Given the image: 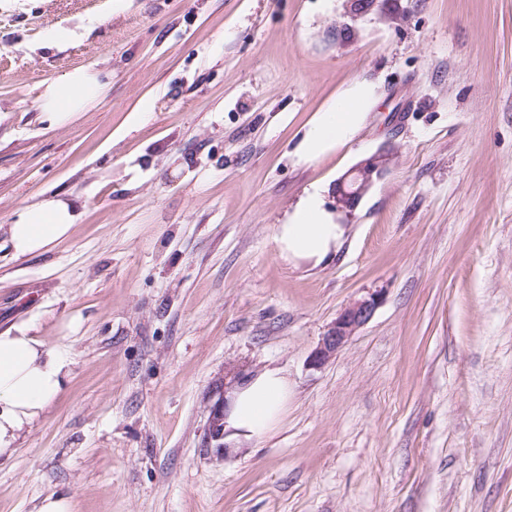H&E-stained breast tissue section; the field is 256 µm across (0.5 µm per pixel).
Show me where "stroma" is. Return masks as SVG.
Listing matches in <instances>:
<instances>
[{
    "instance_id": "obj_1",
    "label": "stroma",
    "mask_w": 512,
    "mask_h": 512,
    "mask_svg": "<svg viewBox=\"0 0 512 512\" xmlns=\"http://www.w3.org/2000/svg\"><path fill=\"white\" fill-rule=\"evenodd\" d=\"M79 67L106 96L51 125L43 84ZM358 81L355 140L298 162ZM376 154L340 253L280 259L304 191L334 207ZM51 197L77 223L16 255L9 224ZM20 324L71 376L0 456V512H512V0H0V333ZM229 367L282 369L292 397L220 453ZM386 165L385 156H372L344 175L336 184V208L353 211L373 182L382 176ZM381 299V291H376L348 304L327 327L310 356V366L315 369L320 368L333 358L355 332L371 319Z\"/></svg>"
}]
</instances>
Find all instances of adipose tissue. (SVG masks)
<instances>
[{
    "instance_id": "adipose-tissue-1",
    "label": "adipose tissue",
    "mask_w": 512,
    "mask_h": 512,
    "mask_svg": "<svg viewBox=\"0 0 512 512\" xmlns=\"http://www.w3.org/2000/svg\"><path fill=\"white\" fill-rule=\"evenodd\" d=\"M106 94L97 72L77 68L47 82L38 107L53 125L72 121ZM375 99V87L357 82L318 113L304 130L295 154L299 161L314 162L350 142L361 129L366 111ZM325 189H307L286 221L276 225L274 239L279 257L292 264L318 266L342 248L347 228L329 210ZM77 220L74 203L47 198L23 209L9 236L17 255L48 249L67 237ZM70 375V362L57 347L32 336L20 325L0 334V455L14 448L62 390ZM288 378L268 369L237 385L229 395L224 428L232 436L258 439L280 421L290 398Z\"/></svg>"
}]
</instances>
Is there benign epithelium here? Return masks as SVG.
Here are the masks:
<instances>
[{
  "mask_svg": "<svg viewBox=\"0 0 512 512\" xmlns=\"http://www.w3.org/2000/svg\"><path fill=\"white\" fill-rule=\"evenodd\" d=\"M386 165L387 158L385 156H372L360 162L344 175L336 184V208L354 210L373 182L382 176ZM381 299L382 294L377 291L348 304L327 327L318 346L310 356V366L315 369L319 368L333 358L355 332L371 319ZM228 375L230 380L224 383V392L220 393L217 401L211 407L207 432V439L217 442L218 448L223 451L226 450L224 446L225 391L245 379V375L235 370L228 371Z\"/></svg>",
  "mask_w": 512,
  "mask_h": 512,
  "instance_id": "1",
  "label": "benign epithelium"
}]
</instances>
